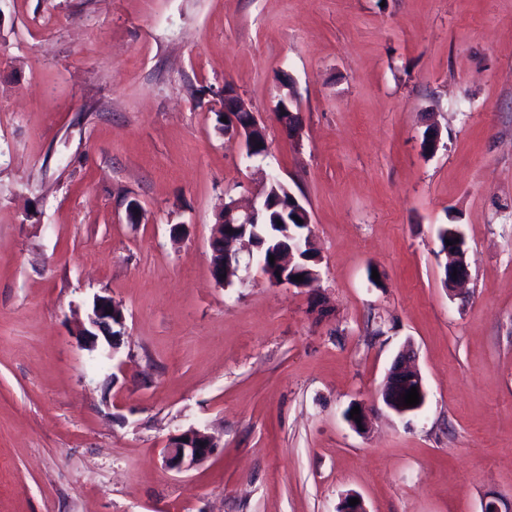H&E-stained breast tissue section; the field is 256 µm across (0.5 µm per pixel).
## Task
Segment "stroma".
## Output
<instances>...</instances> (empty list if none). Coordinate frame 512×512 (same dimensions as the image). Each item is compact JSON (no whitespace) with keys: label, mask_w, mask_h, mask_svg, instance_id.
Masks as SVG:
<instances>
[{"label":"stroma","mask_w":512,"mask_h":512,"mask_svg":"<svg viewBox=\"0 0 512 512\" xmlns=\"http://www.w3.org/2000/svg\"><path fill=\"white\" fill-rule=\"evenodd\" d=\"M228 85L265 159L215 128ZM266 173L310 214L318 278L255 264L219 287L216 217ZM98 295L125 316L108 359L78 336ZM408 343L427 397L399 416L380 390ZM191 427L219 448L167 470ZM351 492L512 512V0H0V512H336ZM460 247L462 250V256L454 254L449 255L451 257L450 262L454 260V264L448 271L447 281L444 277L442 278L443 286L447 289L448 293L455 292L458 289L457 287L470 279V270L466 261V250L464 248V244H461ZM454 269H457L456 277H452Z\"/></svg>","instance_id":"stroma-1"}]
</instances>
